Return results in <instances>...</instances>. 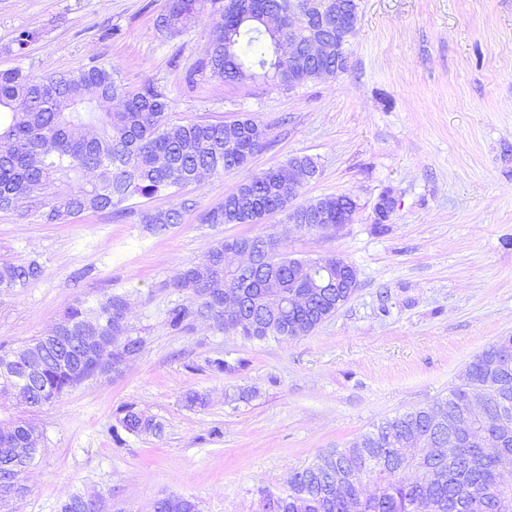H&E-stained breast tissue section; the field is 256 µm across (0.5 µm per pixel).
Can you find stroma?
<instances>
[{
    "label": "stroma",
    "mask_w": 512,
    "mask_h": 512,
    "mask_svg": "<svg viewBox=\"0 0 512 512\" xmlns=\"http://www.w3.org/2000/svg\"><path fill=\"white\" fill-rule=\"evenodd\" d=\"M360 23L344 71L286 89L259 79L189 83L213 22L169 35L156 26L167 0H0V71L36 77L116 65L127 90L151 83L171 120L220 123L248 113L270 129L247 167L136 198L122 219L87 213L47 224L0 212V264L37 261L41 276L0 294V346L49 333L67 308L108 294L130 299L144 347L122 375L94 378L27 412L47 442L25 475L15 512H58L79 491L110 512H153L169 493L201 512H256V490L286 489L292 474L398 415L446 397L472 359L512 335V0H357ZM38 31L25 56L9 46ZM306 155L317 178L305 203L347 195L352 223L327 233L292 230L283 214L262 224H203L247 178ZM390 192L385 233L373 208ZM196 203L157 234L144 211ZM279 232L294 258L340 257L357 271L346 304L290 342H248L200 322L163 325L181 300L172 283L227 237ZM225 359L233 371L209 367ZM208 404L189 409L187 391ZM136 404L161 436L112 428Z\"/></svg>",
    "instance_id": "35a3bbf8"
}]
</instances>
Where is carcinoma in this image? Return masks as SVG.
<instances>
[{
    "label": "carcinoma",
    "instance_id": "obj_1",
    "mask_svg": "<svg viewBox=\"0 0 512 512\" xmlns=\"http://www.w3.org/2000/svg\"><path fill=\"white\" fill-rule=\"evenodd\" d=\"M300 0H167L157 25L180 35L198 18L208 16L221 25L196 73L226 83L262 77L288 83V65L278 61L276 44L306 38L300 21ZM38 33L20 29L15 53L24 54ZM113 66L50 75L40 79L21 68L0 71V211H34L49 222L66 221L86 212H108L119 218L136 196L161 191L180 192L206 176L243 167L269 136L268 126L247 115L231 122H169L170 101L153 85L128 91L117 82ZM196 202L143 216L155 233L182 223ZM276 208L288 212V163L269 168L244 181L224 203L200 215L202 224H261ZM265 236L244 237L250 243L251 266L243 273L237 258L224 259L225 242L214 245L199 264L186 267L173 287L187 294L174 304L166 328L183 333L199 321H209L226 333L248 341H290L304 336L348 301L347 289L325 288L312 305L291 310L268 306L269 297L286 294L291 285L284 265L290 257L282 245L263 246ZM42 274L32 260L0 267V293L24 288ZM240 291L257 327L224 312V293ZM129 305L125 296L111 294L90 309L71 307L54 331L35 336L16 348L0 347V365L25 376V405L40 408L57 402L69 390L94 378L93 367L106 363L85 357L81 337L95 324L100 334L127 336ZM512 396V336H502L476 355L468 368V383L450 390L433 404L396 416L367 432L346 448L328 451L295 472L282 492L260 488L259 512L278 500V512H416L422 498L435 512H503V499L512 500V406L506 421L484 425L489 448L473 444L456 449L432 474L418 478L400 465L396 451L403 439L422 436L431 415L444 418L472 396L487 402L490 416L502 407L501 395ZM120 427L128 434L158 437L162 425L134 404L120 410ZM45 437L22 417L0 421V502L26 493L24 477ZM346 477L343 495H336V476ZM163 512H193L196 501L178 494L162 496ZM58 512H104L102 502L75 493Z\"/></svg>",
    "mask_w": 512,
    "mask_h": 512
}]
</instances>
